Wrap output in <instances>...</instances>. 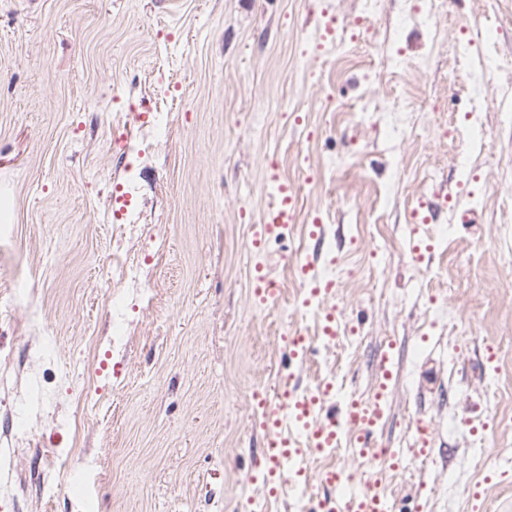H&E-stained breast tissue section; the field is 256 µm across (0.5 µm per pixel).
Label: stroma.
<instances>
[{"instance_id":"1","label":"stroma","mask_w":512,"mask_h":512,"mask_svg":"<svg viewBox=\"0 0 512 512\" xmlns=\"http://www.w3.org/2000/svg\"><path fill=\"white\" fill-rule=\"evenodd\" d=\"M271 157L298 220L258 254ZM511 255L512 0H0V512H242L251 397L285 378L286 329L320 334L302 260L341 330L296 380L368 397L395 344L379 441L431 426L391 512H512ZM43 448L68 456L51 498ZM298 274L303 281L309 282L312 285V288L309 290L310 297L303 302V306L308 307L312 300H316L321 310V332L323 336L336 337L338 313L336 305L331 301L334 294L333 283L318 278L314 267L309 263L299 264ZM273 282L269 279L261 264L255 266V274L252 280V294L259 303H267L276 293V288H271Z\"/></svg>"}]
</instances>
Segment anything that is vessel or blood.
I'll return each mask as SVG.
<instances>
[{"mask_svg": "<svg viewBox=\"0 0 512 512\" xmlns=\"http://www.w3.org/2000/svg\"><path fill=\"white\" fill-rule=\"evenodd\" d=\"M266 186L272 202L252 240L257 249L267 240L283 237L297 216L294 184L273 172ZM298 274L310 283L309 295L320 305L322 334L336 336L338 313L332 302L333 283L318 278L313 266L307 263L299 265ZM252 294L263 304L275 295L263 266L255 268ZM283 343L284 354L292 361L306 360L312 351L310 337L301 332L284 336ZM392 363L391 352H383L379 359L378 391L367 403L349 400L340 408L329 407L326 400L331 395V386L327 383L314 390L293 385L280 389L272 398L257 396L263 432V466L259 473L250 475V483L258 485L265 496H277L288 480L304 476L310 456L334 451L345 442L353 462L361 466L359 475H351L336 466L318 471L315 480L329 494L310 499L308 512H389L390 503L384 489L388 471L403 458L431 456L434 447L430 426L422 420L414 422L405 448L383 449L374 445L373 438L385 417Z\"/></svg>", "mask_w": 512, "mask_h": 512, "instance_id": "obj_1", "label": "vessel or blood"}]
</instances>
